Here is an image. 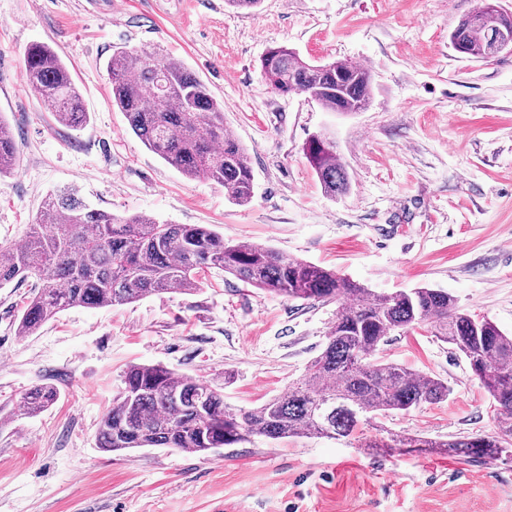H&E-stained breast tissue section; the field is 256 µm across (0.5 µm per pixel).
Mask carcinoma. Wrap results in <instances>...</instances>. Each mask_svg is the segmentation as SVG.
<instances>
[{
	"label": "carcinoma",
	"mask_w": 512,
	"mask_h": 512,
	"mask_svg": "<svg viewBox=\"0 0 512 512\" xmlns=\"http://www.w3.org/2000/svg\"><path fill=\"white\" fill-rule=\"evenodd\" d=\"M449 42L454 51L477 61L512 51V14L496 0H481L450 33ZM106 69L112 104L151 151L189 179L206 177L223 186L232 203L251 202L254 174L248 153L225 133L224 103L201 79L180 62L137 50L113 54ZM260 71L274 93L305 94L327 112H360L370 103L372 74L365 66L314 64L292 48L273 46L261 57ZM23 78L59 123L74 129L87 123L80 91L51 46L35 43L25 50ZM305 155L327 195L349 191L350 175L333 141L314 135ZM17 163L12 127L0 118V174L14 171ZM210 269L293 300L336 303L324 347L304 376L252 409L226 406L223 388L212 382L180 377L161 364L132 365L99 423L101 451L173 448L208 455L255 438L341 440L373 418L440 403L449 395L443 381L376 358L390 333L421 324L466 359L496 408L495 432L445 442L405 434L371 447L447 448L472 458H494L512 447V336L489 318L459 309L442 289L378 294L332 269L265 245L226 241L204 224H161L142 213L114 215L73 190L47 194L21 243H0V286L34 279L18 317L20 336L35 335L73 307L194 292ZM58 398L56 387L38 384L24 395L22 407L34 415Z\"/></svg>",
	"instance_id": "carcinoma-1"
}]
</instances>
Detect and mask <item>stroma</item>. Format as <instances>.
I'll return each mask as SVG.
<instances>
[{
	"mask_svg": "<svg viewBox=\"0 0 512 512\" xmlns=\"http://www.w3.org/2000/svg\"><path fill=\"white\" fill-rule=\"evenodd\" d=\"M480 0H0V116L19 166L0 176V242H20L44 197L73 187L116 215L207 224L336 270L382 293L421 285L454 296L512 336V52L456 53L449 35ZM50 44L89 119L57 122L22 79L23 55ZM371 69L366 110L324 111L262 79L268 47ZM183 63L224 103V126L254 173L250 204L189 179L147 148L112 105L116 50ZM327 135L350 190L325 195L304 148ZM29 293L0 287V512H512V454L463 458L377 448L393 434L440 440L495 431L480 381L428 326L398 330L381 359L447 383V400L374 420L337 441L254 439L197 456L166 448L124 455L97 447L101 418L132 364H161L224 388L253 408L305 374L335 304L291 300L211 270L199 290L108 308H72L33 336L16 333ZM57 403L25 414L31 386Z\"/></svg>",
	"mask_w": 512,
	"mask_h": 512,
	"instance_id": "obj_1",
	"label": "stroma"
}]
</instances>
